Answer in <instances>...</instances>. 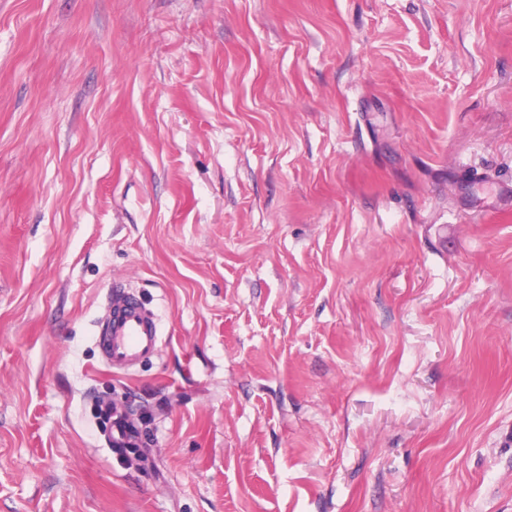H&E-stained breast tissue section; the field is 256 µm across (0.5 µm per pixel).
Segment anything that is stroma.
<instances>
[{
    "label": "stroma",
    "mask_w": 512,
    "mask_h": 512,
    "mask_svg": "<svg viewBox=\"0 0 512 512\" xmlns=\"http://www.w3.org/2000/svg\"><path fill=\"white\" fill-rule=\"evenodd\" d=\"M0 512H512V0H0ZM99 320L102 359L113 372L125 373L160 351L158 318L124 285L114 284Z\"/></svg>",
    "instance_id": "obj_1"
}]
</instances>
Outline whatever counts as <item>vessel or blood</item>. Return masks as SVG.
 <instances>
[{"label":"vessel or blood","mask_w":512,"mask_h":512,"mask_svg":"<svg viewBox=\"0 0 512 512\" xmlns=\"http://www.w3.org/2000/svg\"><path fill=\"white\" fill-rule=\"evenodd\" d=\"M99 324L102 359L113 372H128L160 351L157 316L124 285H113Z\"/></svg>","instance_id":"vessel-or-blood-1"}]
</instances>
